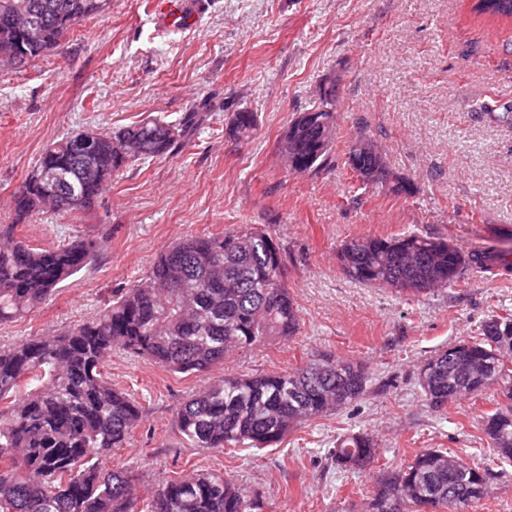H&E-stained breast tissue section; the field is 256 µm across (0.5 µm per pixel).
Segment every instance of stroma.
<instances>
[{
	"instance_id": "35a3bbf8",
	"label": "stroma",
	"mask_w": 512,
	"mask_h": 512,
	"mask_svg": "<svg viewBox=\"0 0 512 512\" xmlns=\"http://www.w3.org/2000/svg\"><path fill=\"white\" fill-rule=\"evenodd\" d=\"M155 8L156 0H111L45 56L0 69V225L16 224L18 237L44 248L75 233L102 243L97 262L39 309L0 325V344L91 320L183 239L258 227L283 249L302 328L225 359L212 376L290 370L331 355L365 367L366 394L259 456L194 449L174 420L208 378L116 352L108 375L139 399L144 419L105 467L135 471L144 496L165 479L219 470L258 496L262 512H366L368 474L328 459L352 430L376 437L381 469L422 448L489 462V492L468 512H512V465L495 461L481 429L490 401L462 398L435 412L417 382L427 358L512 307V278L470 271L433 294L399 298L350 279L338 260L347 240L408 231L466 252L512 248V126L487 111L512 104V22L476 16L471 0H208L200 19L162 32ZM328 82L336 87L332 162L318 173L287 172L277 142ZM235 109L255 115L250 141L224 135ZM187 112L205 121L185 145L124 168L90 212L47 209L16 222L12 196L50 144L148 117L175 123ZM361 132L393 177L414 184L412 194L362 188L346 162Z\"/></svg>"
}]
</instances>
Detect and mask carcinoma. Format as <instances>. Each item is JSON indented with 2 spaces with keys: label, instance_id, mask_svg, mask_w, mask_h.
Masks as SVG:
<instances>
[{
  "label": "carcinoma",
  "instance_id": "1",
  "mask_svg": "<svg viewBox=\"0 0 512 512\" xmlns=\"http://www.w3.org/2000/svg\"><path fill=\"white\" fill-rule=\"evenodd\" d=\"M33 27L19 33L0 26V57L18 50L25 62L52 50L81 20L99 16L100 0H25ZM472 12L512 21V0H476ZM336 88H329L295 117L278 151L295 149L294 170L313 173L331 163L336 140ZM199 123L187 113L171 124L162 119L131 123L101 133L93 170L72 133L49 145L38 166L56 170L78 206H94L117 172L136 162L172 154ZM175 135H170V131ZM229 139L248 141L256 119L233 112ZM130 138L137 150L123 155L114 142ZM14 200L18 220L49 207L48 192L25 180ZM16 225L0 230V324L33 311L72 276L96 259L101 245L73 235L54 248L14 237ZM344 273L399 296L428 295L478 268L512 271V258L491 245L464 253L444 238L408 233L351 239L339 251ZM300 316L285 277L280 245L256 227L204 235L164 250L145 278L113 296L92 321L52 336H33L0 346V512H139V481L127 470L107 471L103 461L122 448L142 421V406L112 384L105 367L118 350L146 357L173 373L205 375L230 355L277 337L298 335ZM512 308L480 324L477 333L425 360L418 380L422 401L440 411L464 396L496 393L498 407L485 414L491 452L512 463ZM368 376L362 365L331 356L311 359L284 372L247 374L213 381L181 404L178 434L190 447L221 452L227 447L261 451L294 428L330 416L361 399ZM336 468L372 471L379 460L373 435L354 432L329 449ZM491 472L438 448H425L404 464L374 475L368 512H430L464 506L488 494ZM246 486L217 471L167 479L151 492L148 512H259Z\"/></svg>",
  "mask_w": 512,
  "mask_h": 512
}]
</instances>
